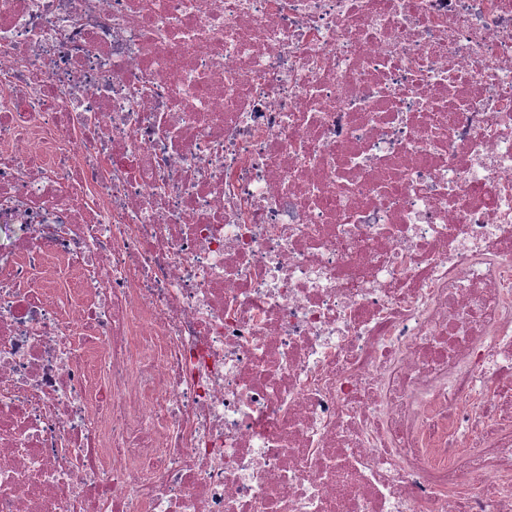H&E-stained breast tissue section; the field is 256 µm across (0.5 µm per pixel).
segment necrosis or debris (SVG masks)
Segmentation results:
<instances>
[{
    "mask_svg": "<svg viewBox=\"0 0 512 512\" xmlns=\"http://www.w3.org/2000/svg\"><path fill=\"white\" fill-rule=\"evenodd\" d=\"M0 512H512V0H0Z\"/></svg>",
    "mask_w": 512,
    "mask_h": 512,
    "instance_id": "necrosis-or-debris-1",
    "label": "necrosis or debris"
}]
</instances>
